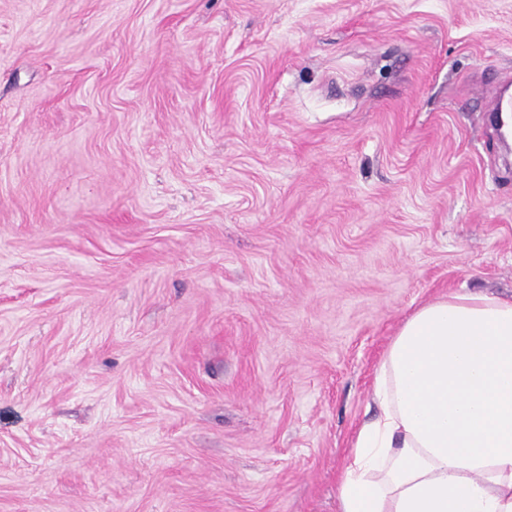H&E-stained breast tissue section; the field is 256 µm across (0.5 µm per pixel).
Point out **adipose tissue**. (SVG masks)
Instances as JSON below:
<instances>
[{"label": "adipose tissue", "instance_id": "ef3b65f1", "mask_svg": "<svg viewBox=\"0 0 512 512\" xmlns=\"http://www.w3.org/2000/svg\"><path fill=\"white\" fill-rule=\"evenodd\" d=\"M339 512H512V300L452 292L406 319L374 378Z\"/></svg>", "mask_w": 512, "mask_h": 512}]
</instances>
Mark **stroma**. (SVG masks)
<instances>
[{"instance_id":"obj_1","label":"stroma","mask_w":512,"mask_h":512,"mask_svg":"<svg viewBox=\"0 0 512 512\" xmlns=\"http://www.w3.org/2000/svg\"><path fill=\"white\" fill-rule=\"evenodd\" d=\"M512 0H0V512H337L400 324L512 297Z\"/></svg>"}]
</instances>
